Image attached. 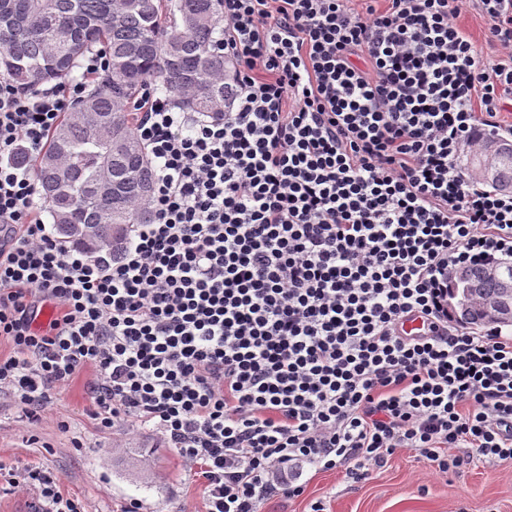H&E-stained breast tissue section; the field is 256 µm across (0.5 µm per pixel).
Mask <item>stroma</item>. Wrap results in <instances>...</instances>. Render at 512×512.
<instances>
[{"label": "stroma", "mask_w": 512, "mask_h": 512, "mask_svg": "<svg viewBox=\"0 0 512 512\" xmlns=\"http://www.w3.org/2000/svg\"><path fill=\"white\" fill-rule=\"evenodd\" d=\"M88 374L70 382L32 424L19 406L0 400V467H39L60 479L87 512H119L132 500L144 512H203L204 480L148 427L103 433L88 407ZM302 496L265 501L261 512H512V461L473 460L442 473L419 452L396 451L367 479L344 470L306 472Z\"/></svg>", "instance_id": "stroma-1"}]
</instances>
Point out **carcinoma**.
I'll return each instance as SVG.
<instances>
[{"label":"carcinoma","instance_id":"carcinoma-1","mask_svg":"<svg viewBox=\"0 0 512 512\" xmlns=\"http://www.w3.org/2000/svg\"><path fill=\"white\" fill-rule=\"evenodd\" d=\"M224 28L219 0H0V70L25 87L62 85L81 59L101 50L110 65L50 134L34 173L59 241L120 257L134 227L152 215L143 189L156 173L146 147L113 148V136L134 137L132 104L144 82L187 112L220 118L210 102L188 98L196 88L219 100L233 97L231 68L212 45ZM497 165L493 187L512 192V141ZM96 229L93 239L89 227ZM470 300L493 298L499 285L469 270Z\"/></svg>","mask_w":512,"mask_h":512}]
</instances>
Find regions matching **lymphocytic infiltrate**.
<instances>
[{
  "instance_id": "f902f5d3",
  "label": "lymphocytic infiltrate",
  "mask_w": 512,
  "mask_h": 512,
  "mask_svg": "<svg viewBox=\"0 0 512 512\" xmlns=\"http://www.w3.org/2000/svg\"><path fill=\"white\" fill-rule=\"evenodd\" d=\"M385 2L222 0L233 98L192 119L145 83L153 220L117 259L47 230L30 164L106 56L65 86L0 72L1 398L36 422L91 370L98 430H156L201 468L205 512L298 497L307 471L362 480L400 448L442 472L460 448L512 460V336L448 311L449 269L512 257V194L461 166L512 100V0ZM412 313L427 335H400ZM57 482L7 480L34 512H86ZM457 24L470 36L479 48H482L484 53L491 55V49H489V46L485 42L487 22L478 11L471 8L467 9L457 19Z\"/></svg>"
}]
</instances>
